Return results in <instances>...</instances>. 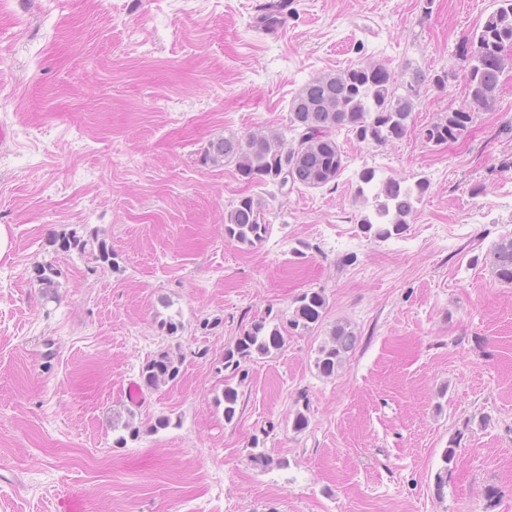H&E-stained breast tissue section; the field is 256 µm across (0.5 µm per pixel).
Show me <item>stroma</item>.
<instances>
[{
    "mask_svg": "<svg viewBox=\"0 0 512 512\" xmlns=\"http://www.w3.org/2000/svg\"><path fill=\"white\" fill-rule=\"evenodd\" d=\"M257 3L0 0V512H512V284L483 261L512 235V66L465 139L419 135L467 104L460 54L494 0H292L277 38L253 31ZM365 60L447 73L405 138L339 135L335 182L275 195L201 164L209 140L284 130L307 81ZM365 166L428 180L401 236L362 234ZM245 195L271 226L251 247L224 235ZM94 231L118 269L55 243ZM47 262L55 302L35 280ZM319 288L322 321L246 363L225 422V348ZM344 321L357 347L322 376L316 351ZM169 346L177 382L131 405L128 382ZM118 415L141 428L124 446Z\"/></svg>",
    "mask_w": 512,
    "mask_h": 512,
    "instance_id": "obj_1",
    "label": "stroma"
}]
</instances>
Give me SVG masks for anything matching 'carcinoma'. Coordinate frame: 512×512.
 Returning a JSON list of instances; mask_svg holds the SVG:
<instances>
[{
	"mask_svg": "<svg viewBox=\"0 0 512 512\" xmlns=\"http://www.w3.org/2000/svg\"><path fill=\"white\" fill-rule=\"evenodd\" d=\"M469 43L472 51L463 54V79L469 103L444 113L428 125L422 133L428 143L442 145L465 137L474 111L494 105L500 76L508 61L504 51L512 47V0H496V8L473 32ZM446 80V73L430 74L409 66L397 74L373 62L319 75L307 82L290 103V136L258 132L218 136L204 148L201 163H232L239 179L248 184L272 185L280 192L298 184L322 188L347 168V156L336 140L338 133L345 130L363 145L382 146L400 140L409 130L422 86L432 84L441 88ZM358 178L357 196L362 199L364 187L379 185L374 194V216L366 215L360 221L365 237L386 241L402 234L408 225L407 218L415 211V203L428 189V181L421 180L413 188L395 177L378 181L374 168L362 169ZM269 232L263 202L251 195L240 197L224 219V235L241 245L254 246L265 240ZM61 248L87 254L103 268H119L118 254L96 235L86 239L74 233L64 236ZM484 263L499 281L512 284V236L495 243ZM58 276L51 263L36 268V282L49 301L58 299ZM325 310L324 290L303 292L293 302L287 326L271 324L263 318L244 330L234 345L224 350V369L231 370L233 375L241 372V364L281 348L282 329L312 330L322 321ZM356 342L357 336L349 324H336L329 339L318 347L315 367L324 376L334 375ZM180 365L181 358L172 351L159 352L142 366L141 386L156 390L175 381ZM238 400L237 389L225 385L223 398L216 399V403H224L225 422L235 419Z\"/></svg>",
	"mask_w": 512,
	"mask_h": 512,
	"instance_id": "cac0c4a2",
	"label": "carcinoma"
}]
</instances>
